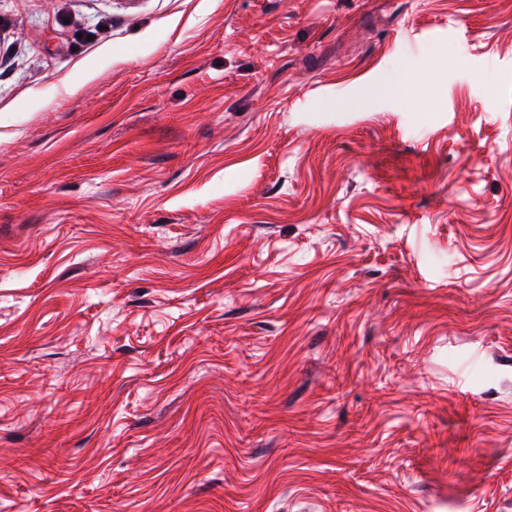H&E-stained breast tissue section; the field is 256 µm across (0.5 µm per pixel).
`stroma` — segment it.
<instances>
[{
	"label": "stroma",
	"instance_id": "35a3bbf8",
	"mask_svg": "<svg viewBox=\"0 0 512 512\" xmlns=\"http://www.w3.org/2000/svg\"><path fill=\"white\" fill-rule=\"evenodd\" d=\"M0 121V512H512V0H0Z\"/></svg>",
	"mask_w": 512,
	"mask_h": 512
}]
</instances>
